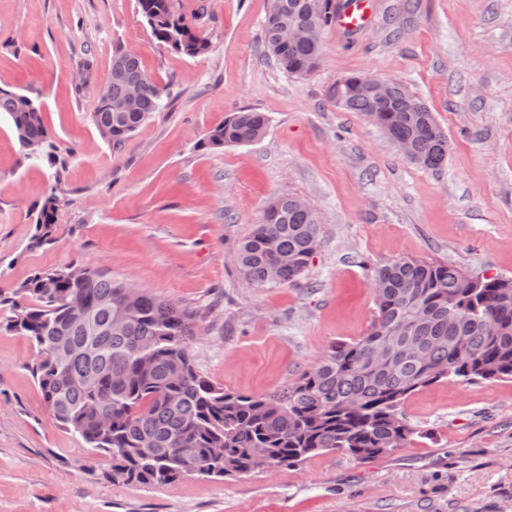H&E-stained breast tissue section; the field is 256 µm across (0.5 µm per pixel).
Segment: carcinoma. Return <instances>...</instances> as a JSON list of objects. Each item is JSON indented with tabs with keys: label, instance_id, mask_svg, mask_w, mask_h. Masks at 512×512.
I'll return each mask as SVG.
<instances>
[{
	"label": "carcinoma",
	"instance_id": "cac0c4a2",
	"mask_svg": "<svg viewBox=\"0 0 512 512\" xmlns=\"http://www.w3.org/2000/svg\"><path fill=\"white\" fill-rule=\"evenodd\" d=\"M138 14L155 39L197 57L209 43L173 12L172 0H136ZM339 10L338 0H271L264 24L266 46L286 73L305 77L317 70L322 43H286L280 29H323ZM123 78H112V98L128 80H141L140 111L114 112L99 101L93 121L119 147L169 97L135 54L121 59ZM358 76L336 83V103L368 116L394 141L408 143L415 162L437 168L445 161L448 136L422 102L389 82L386 98L357 88ZM18 109L16 93L0 89V113L12 120L28 159L54 160L55 146L41 106ZM268 119L243 109L212 131L213 146L260 139ZM56 198L46 200L30 248L50 241ZM316 212L290 200H274L264 222L242 239L236 262L243 280L264 288L300 279L319 245ZM280 267L276 281L268 269ZM376 312L364 337L333 344L325 357L287 388L244 395L213 384L198 370L190 344L196 313L149 294L101 269L69 265L35 271L0 306L13 316L6 328L29 338L37 350L31 373L57 425L86 447L112 459V480L168 485L184 475L211 479L248 473L265 460L274 468L295 467L325 452L360 461L407 445L416 428L402 411L414 391L441 380L474 383L512 379V279L474 278L446 264L401 258L372 270ZM96 327L77 322L87 305ZM72 344L60 354L59 343ZM98 346L94 359L84 355ZM112 421L99 429L101 417ZM195 448L187 463L179 449Z\"/></svg>",
	"mask_w": 512,
	"mask_h": 512
}]
</instances>
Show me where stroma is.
Segmentation results:
<instances>
[{"label": "stroma", "instance_id": "1", "mask_svg": "<svg viewBox=\"0 0 512 512\" xmlns=\"http://www.w3.org/2000/svg\"><path fill=\"white\" fill-rule=\"evenodd\" d=\"M210 49L159 43L136 0H0V88L43 106L55 163L27 160L0 114V286L80 265L197 314L192 352L245 395L295 382L376 311L371 269L400 258L512 279V0H375L352 38L322 33L316 72L288 75L264 41L270 0H173ZM171 94L121 147L93 113L116 49ZM392 80L450 141L435 169L338 105L349 75ZM268 118L245 145H209L234 112ZM319 218L293 284L254 288L237 247L281 192ZM50 244L29 249L45 199ZM0 308V512H512V381H441L403 410L416 432L368 461L336 453L292 468L170 485L113 481L111 460L59 429L29 371L36 351Z\"/></svg>", "mask_w": 512, "mask_h": 512}]
</instances>
